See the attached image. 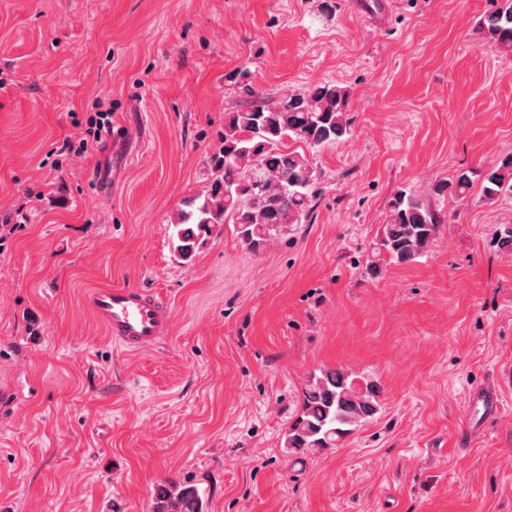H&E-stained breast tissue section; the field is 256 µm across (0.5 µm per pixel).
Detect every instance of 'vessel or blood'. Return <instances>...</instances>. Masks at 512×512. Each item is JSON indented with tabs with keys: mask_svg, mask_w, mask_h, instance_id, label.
I'll return each mask as SVG.
<instances>
[{
	"mask_svg": "<svg viewBox=\"0 0 512 512\" xmlns=\"http://www.w3.org/2000/svg\"><path fill=\"white\" fill-rule=\"evenodd\" d=\"M86 302L112 339L126 350L152 348L171 331L169 305L154 291L102 287L91 290ZM471 400L480 406L482 419H489L500 411V400L492 387L473 390Z\"/></svg>",
	"mask_w": 512,
	"mask_h": 512,
	"instance_id": "vessel-or-blood-1",
	"label": "vessel or blood"
}]
</instances>
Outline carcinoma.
<instances>
[{
    "label": "carcinoma",
    "mask_w": 512,
    "mask_h": 512,
    "mask_svg": "<svg viewBox=\"0 0 512 512\" xmlns=\"http://www.w3.org/2000/svg\"><path fill=\"white\" fill-rule=\"evenodd\" d=\"M479 23L486 46L512 53V0H490ZM236 83L244 104L224 113L221 148L210 158L213 179L208 192L189 200L174 224L179 227L175 251L183 261L224 226L258 251L295 224H306L322 193L321 175L306 154L290 148L301 143L317 152L348 139V87L323 81L275 96L257 93L252 72L241 69ZM472 171L460 169L433 182L424 194L397 190L389 214L374 243L373 261L402 265L426 255L437 241L445 217L433 201L447 194L465 195ZM482 199H512V152L480 171ZM340 368H325L307 377L301 412L289 425L284 448L289 453L316 454L337 448L378 413L377 387L363 388ZM153 512H205L196 486L169 482L155 493Z\"/></svg>",
    "instance_id": "cac0c4a2"
}]
</instances>
